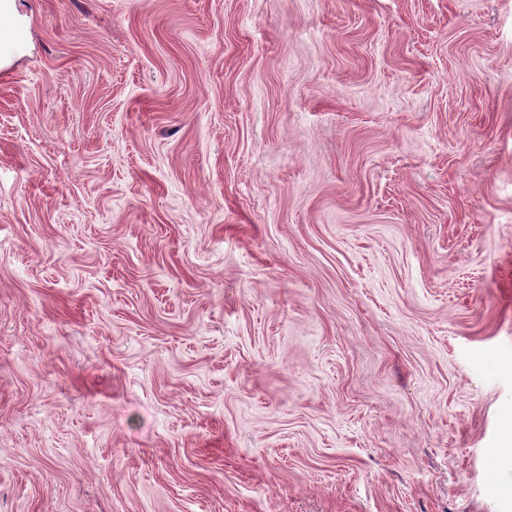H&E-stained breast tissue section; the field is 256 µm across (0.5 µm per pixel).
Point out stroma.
Returning a JSON list of instances; mask_svg holds the SVG:
<instances>
[{"mask_svg": "<svg viewBox=\"0 0 512 512\" xmlns=\"http://www.w3.org/2000/svg\"><path fill=\"white\" fill-rule=\"evenodd\" d=\"M512 0H12L0 512H512Z\"/></svg>", "mask_w": 512, "mask_h": 512, "instance_id": "35a3bbf8", "label": "stroma"}]
</instances>
